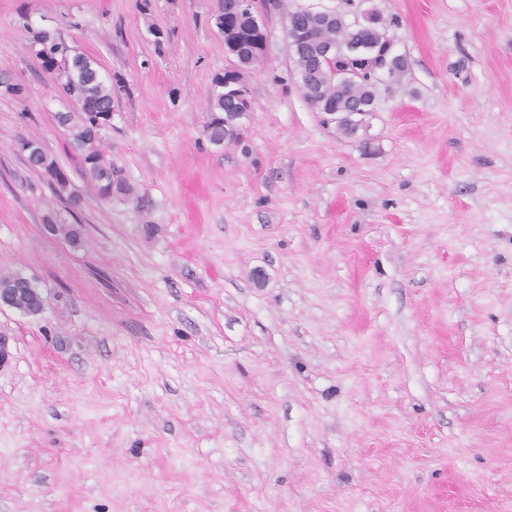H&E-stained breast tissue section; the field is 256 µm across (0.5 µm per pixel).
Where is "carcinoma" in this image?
<instances>
[{"instance_id": "obj_1", "label": "carcinoma", "mask_w": 512, "mask_h": 512, "mask_svg": "<svg viewBox=\"0 0 512 512\" xmlns=\"http://www.w3.org/2000/svg\"><path fill=\"white\" fill-rule=\"evenodd\" d=\"M293 19L296 42L302 49L294 55V60L304 77L302 89L306 101L324 113L369 111L376 98L375 87L368 82L341 80L329 66L319 64L318 59L326 43L340 50L354 41L386 35L381 15L374 11L372 22L360 25L349 23L334 12L310 16L295 11ZM237 39L242 58L255 55L257 35L250 24L238 26ZM30 49L42 61L52 64L62 89L78 106L75 112L58 114V122L67 130L70 146L82 155L86 173L102 186L114 185L112 167L103 164L97 149L100 130L112 113V85L102 76L98 63L87 56L80 67L68 65L69 47L52 34L44 31L33 33ZM237 81V72L229 70L216 81L210 94L211 109L215 115L207 126V136L215 144L224 142V115L243 109L244 101L233 95L231 89ZM26 146L29 147L27 159L31 166L46 173L58 172L37 143L30 140L21 142V147Z\"/></svg>"}]
</instances>
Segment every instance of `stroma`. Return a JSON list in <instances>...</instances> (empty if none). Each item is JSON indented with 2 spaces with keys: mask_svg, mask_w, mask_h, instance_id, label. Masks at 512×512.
Wrapping results in <instances>:
<instances>
[{
  "mask_svg": "<svg viewBox=\"0 0 512 512\" xmlns=\"http://www.w3.org/2000/svg\"><path fill=\"white\" fill-rule=\"evenodd\" d=\"M364 6L409 66L357 136L286 31L360 6L254 0L215 145L222 0H0V276L44 301L0 309V512H512V0ZM31 28L111 80L128 193L84 173ZM239 78V74H238ZM236 70H229L224 73V77L219 78L215 83V88L210 94L211 112L223 113V115L213 114L210 123L207 126L208 139L215 144L224 142V134L237 135V123L236 121L243 117L246 112H239L245 108L246 104L242 99H239L233 92L235 89L228 88L230 85H234L237 81ZM242 104H245L242 106ZM229 112L242 113L238 117H231L228 120H224V116Z\"/></svg>",
  "mask_w": 512,
  "mask_h": 512,
  "instance_id": "stroma-1",
  "label": "stroma"
}]
</instances>
